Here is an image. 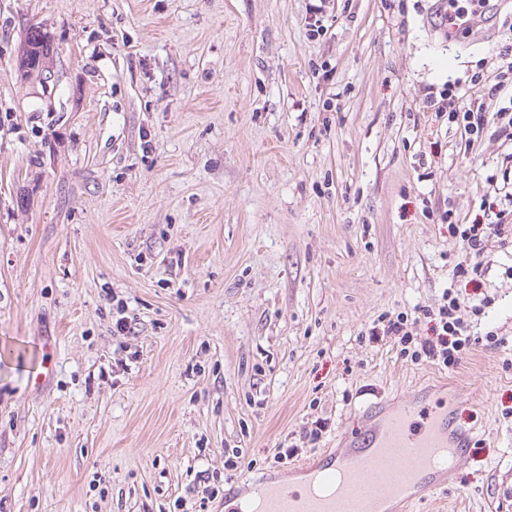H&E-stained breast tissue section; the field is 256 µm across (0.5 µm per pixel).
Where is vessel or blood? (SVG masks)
I'll return each mask as SVG.
<instances>
[{"mask_svg":"<svg viewBox=\"0 0 512 512\" xmlns=\"http://www.w3.org/2000/svg\"><path fill=\"white\" fill-rule=\"evenodd\" d=\"M449 430L448 416L421 415L418 401H409L355 447L315 462L319 485L303 494L257 491L254 512H408L416 500L446 489L451 463L464 457L465 439L449 437Z\"/></svg>","mask_w":512,"mask_h":512,"instance_id":"vessel-or-blood-1","label":"vessel or blood"}]
</instances>
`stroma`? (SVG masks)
Listing matches in <instances>:
<instances>
[{"label": "stroma", "mask_w": 512, "mask_h": 512, "mask_svg": "<svg viewBox=\"0 0 512 512\" xmlns=\"http://www.w3.org/2000/svg\"><path fill=\"white\" fill-rule=\"evenodd\" d=\"M435 8L0 0V512H224L406 396L469 435L413 512H492L494 493L512 512V350L484 340L512 337V234L453 275L463 230L512 209V141L465 137L422 93L477 74L484 110L512 104L491 90L512 0L474 40ZM33 26L48 54L26 74ZM447 290L480 338L456 368L369 337L390 311L435 338L422 312Z\"/></svg>", "instance_id": "stroma-1"}]
</instances>
